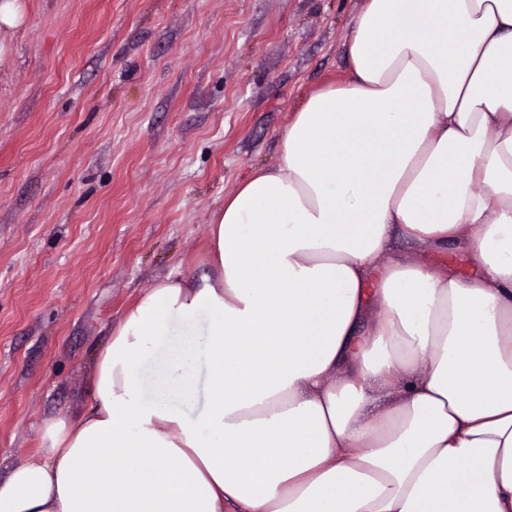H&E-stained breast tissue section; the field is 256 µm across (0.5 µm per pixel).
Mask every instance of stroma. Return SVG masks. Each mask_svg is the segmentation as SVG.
Wrapping results in <instances>:
<instances>
[{"label":"stroma","mask_w":512,"mask_h":512,"mask_svg":"<svg viewBox=\"0 0 512 512\" xmlns=\"http://www.w3.org/2000/svg\"><path fill=\"white\" fill-rule=\"evenodd\" d=\"M0 44V481L92 397L93 357L225 196L351 75L365 0H20Z\"/></svg>","instance_id":"stroma-1"}]
</instances>
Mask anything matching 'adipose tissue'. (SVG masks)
I'll return each instance as SVG.
<instances>
[{
	"instance_id": "ef3b65f1",
	"label": "adipose tissue",
	"mask_w": 512,
	"mask_h": 512,
	"mask_svg": "<svg viewBox=\"0 0 512 512\" xmlns=\"http://www.w3.org/2000/svg\"><path fill=\"white\" fill-rule=\"evenodd\" d=\"M346 49L0 512H512V0H367Z\"/></svg>"
}]
</instances>
